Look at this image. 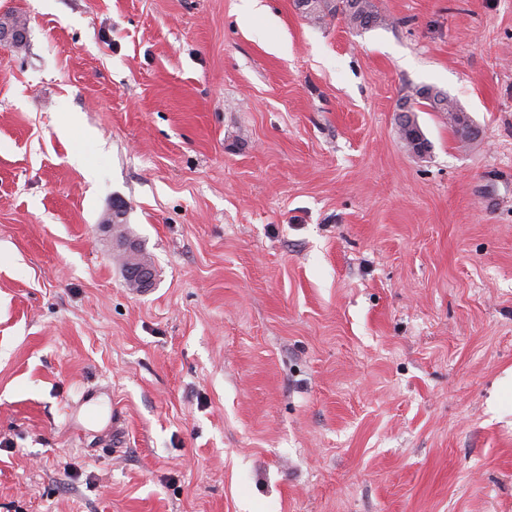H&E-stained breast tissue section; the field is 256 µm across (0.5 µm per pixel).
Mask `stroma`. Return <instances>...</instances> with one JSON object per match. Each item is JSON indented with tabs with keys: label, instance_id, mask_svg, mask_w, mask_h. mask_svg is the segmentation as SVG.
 <instances>
[{
	"label": "stroma",
	"instance_id": "obj_1",
	"mask_svg": "<svg viewBox=\"0 0 512 512\" xmlns=\"http://www.w3.org/2000/svg\"><path fill=\"white\" fill-rule=\"evenodd\" d=\"M375 4L0 0V512H512V0ZM306 17L321 20L339 13L356 28L368 29L383 25L385 19L375 9L372 0H297ZM426 95L431 100L429 104L435 112H444L446 116L448 115V125L452 128L457 138L464 143L462 135L465 132V127H462L463 119L460 113L465 112L458 108L454 101L447 97V95L442 100H437L429 94ZM120 239H122L121 250L127 256V263L123 265L126 284L134 292H145L153 284V266L148 259L140 256L134 242L127 241L122 233H120Z\"/></svg>",
	"mask_w": 512,
	"mask_h": 512
}]
</instances>
